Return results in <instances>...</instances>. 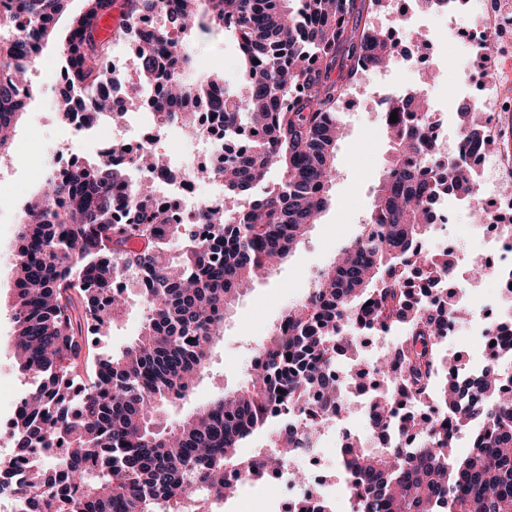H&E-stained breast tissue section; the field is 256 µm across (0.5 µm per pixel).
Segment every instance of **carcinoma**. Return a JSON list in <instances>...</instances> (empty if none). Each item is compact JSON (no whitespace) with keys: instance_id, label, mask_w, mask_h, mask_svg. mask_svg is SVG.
Listing matches in <instances>:
<instances>
[{"instance_id":"obj_1","label":"carcinoma","mask_w":512,"mask_h":512,"mask_svg":"<svg viewBox=\"0 0 512 512\" xmlns=\"http://www.w3.org/2000/svg\"><path fill=\"white\" fill-rule=\"evenodd\" d=\"M69 0H18L0 16L3 28L29 27L45 46ZM85 0L59 46L73 90L83 94L91 121L111 109L102 84L112 40L96 36L98 21L119 10L116 35L133 56L138 78L162 81L156 112L173 106L193 126L201 109L224 114V128L253 134L247 149L224 157V196L232 205L199 212L209 233L198 237L170 224L146 200L156 191L160 165L128 169L87 159L27 201V221L16 239L13 346L20 377L37 384L13 420L24 474L22 512H203L212 497L235 492L241 475L266 483L286 462L282 448L299 450L298 431L283 425L273 452H241L268 427L277 403L314 418L336 411L344 395L331 373L336 355L357 354L358 336L406 330L394 360L368 363L362 379L379 382L372 423L392 434L419 422L388 406L394 396L432 403L450 415L418 448L350 449L340 461L356 512H512V400L499 398L512 384L489 367L465 384L448 369L439 339L448 319L463 309L428 304L405 283L417 268L422 288L450 279L456 263L415 250L433 224L432 205L445 188L468 200L478 195L476 172L448 158L426 127L429 103L414 89L387 100L392 155L358 237L288 309L263 345L262 369L248 385L214 398L172 426L165 406L186 400L205 372L224 321L248 286L284 261L329 206L342 125L338 108L365 66L391 63L389 27L373 16L392 15L397 0ZM163 13L184 35L194 25L219 30L237 43L244 91L224 89L215 73L186 84L170 70L186 71L192 57L182 41L160 50L163 33L136 29L138 18ZM24 103L0 85V160L10 156ZM460 152L477 156L492 144L476 106L458 105ZM278 171L276 182L269 181ZM264 187L260 194L254 193ZM65 198L66 207H55ZM128 287L150 300L139 336L118 354L88 356L89 337L103 336L128 304L112 292ZM99 374L92 390L77 394L80 371ZM471 433L470 454L453 457L457 432Z\"/></svg>"}]
</instances>
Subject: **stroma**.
<instances>
[{
	"instance_id": "1",
	"label": "stroma",
	"mask_w": 512,
	"mask_h": 512,
	"mask_svg": "<svg viewBox=\"0 0 512 512\" xmlns=\"http://www.w3.org/2000/svg\"><path fill=\"white\" fill-rule=\"evenodd\" d=\"M183 49L201 62L200 67L186 71V81L193 83L202 75L220 72L224 75L225 86H239V52L233 40L223 32L199 35L185 41ZM481 71L492 72L497 78L512 76V56L496 55L481 61L472 54H462L450 82L437 89L442 112L454 114L460 101L470 99L473 81ZM340 117L346 136L336 151V178L331 187L329 208L289 259L258 283L233 309L224 323V335L190 399L167 408L165 417L169 422L190 416L220 393L244 386L248 381L247 361L253 350L265 340L284 310L308 292L315 273L331 266L339 251L359 234L376 187L389 164L391 143L364 97L350 95L340 108ZM35 132L51 146L74 137L58 113L44 107L42 88L38 85L34 86L24 109L11 158L13 182L24 186L30 194L35 188L27 183L30 159L25 142ZM13 293V267L1 265L0 399L5 401L24 395L29 389L28 383L19 376L13 359ZM143 320V307L128 308L124 318L113 326L111 335L92 337L91 353L120 352L139 335Z\"/></svg>"
}]
</instances>
